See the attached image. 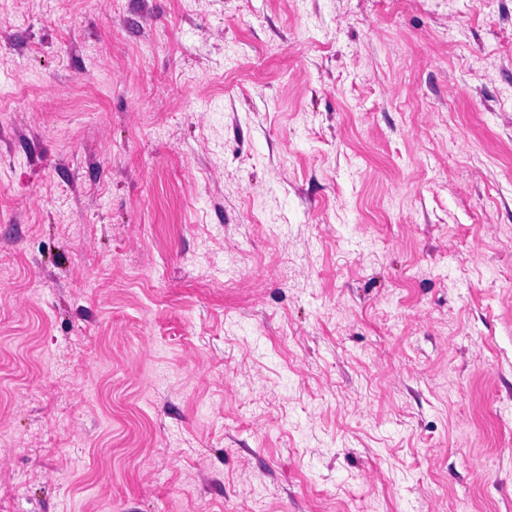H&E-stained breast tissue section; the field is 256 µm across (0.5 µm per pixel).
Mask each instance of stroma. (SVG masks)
I'll return each mask as SVG.
<instances>
[{"mask_svg": "<svg viewBox=\"0 0 512 512\" xmlns=\"http://www.w3.org/2000/svg\"><path fill=\"white\" fill-rule=\"evenodd\" d=\"M0 512H512V0H0Z\"/></svg>", "mask_w": 512, "mask_h": 512, "instance_id": "35a3bbf8", "label": "stroma"}]
</instances>
